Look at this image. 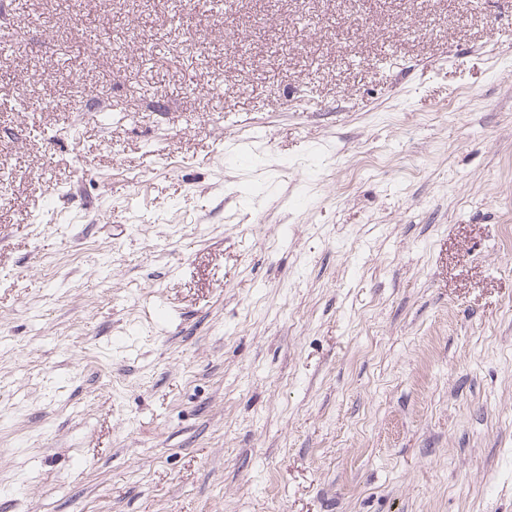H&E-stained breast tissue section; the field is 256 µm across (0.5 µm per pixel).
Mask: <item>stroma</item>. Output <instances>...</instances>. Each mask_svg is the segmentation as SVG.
Returning a JSON list of instances; mask_svg holds the SVG:
<instances>
[{
  "mask_svg": "<svg viewBox=\"0 0 512 512\" xmlns=\"http://www.w3.org/2000/svg\"><path fill=\"white\" fill-rule=\"evenodd\" d=\"M0 11V512H512V0Z\"/></svg>",
  "mask_w": 512,
  "mask_h": 512,
  "instance_id": "obj_1",
  "label": "stroma"
}]
</instances>
